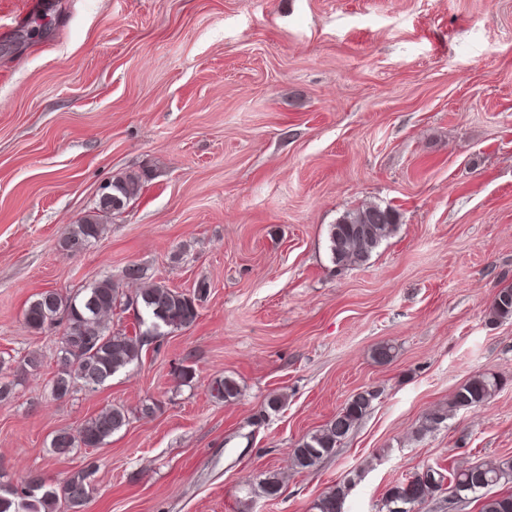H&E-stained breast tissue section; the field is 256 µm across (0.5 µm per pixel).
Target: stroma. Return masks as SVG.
Masks as SVG:
<instances>
[{
  "mask_svg": "<svg viewBox=\"0 0 512 512\" xmlns=\"http://www.w3.org/2000/svg\"><path fill=\"white\" fill-rule=\"evenodd\" d=\"M38 2L17 28L26 0H0V471L57 485L93 465L82 512H311L344 480L345 512H378L427 467L512 459V319L488 316L512 285V0ZM141 169L102 237L61 250L103 185ZM368 203L397 229L337 269L329 226ZM132 264L187 294L207 283L196 322L54 399L62 330L27 328L28 303L105 277L132 291ZM482 373L495 395L451 409ZM225 376L229 403L208 391ZM368 388L335 454L292 469ZM111 405L131 419L106 444L53 452ZM273 473L280 493L256 494ZM210 396L219 402H232L240 394L239 385L230 377L217 378L209 384ZM379 392L366 389L353 395L325 427L303 438L293 449L292 466L309 470L330 456L347 437L354 425L371 409Z\"/></svg>",
  "mask_w": 512,
  "mask_h": 512,
  "instance_id": "stroma-1",
  "label": "stroma"
}]
</instances>
